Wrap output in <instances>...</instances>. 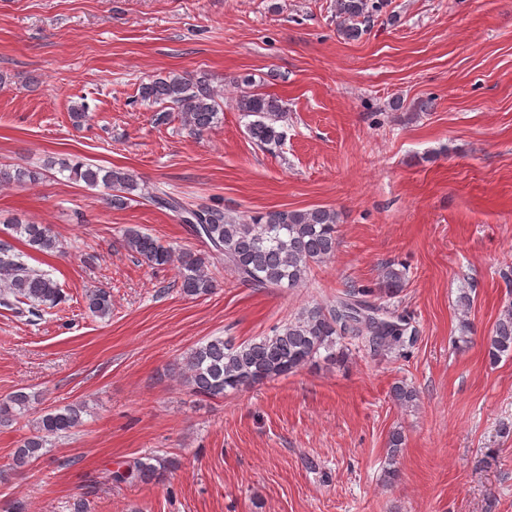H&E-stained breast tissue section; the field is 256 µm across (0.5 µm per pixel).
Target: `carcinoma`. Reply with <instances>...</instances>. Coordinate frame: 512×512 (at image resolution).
<instances>
[{
	"instance_id": "carcinoma-1",
	"label": "carcinoma",
	"mask_w": 512,
	"mask_h": 512,
	"mask_svg": "<svg viewBox=\"0 0 512 512\" xmlns=\"http://www.w3.org/2000/svg\"><path fill=\"white\" fill-rule=\"evenodd\" d=\"M386 6V0H336V26L348 39H358L368 31ZM244 88L236 98V107L253 117L247 132L257 145L272 150L281 146L286 134L281 122L286 109L278 98L251 89V79L241 80ZM140 98L148 103L166 104L180 112L182 125L201 134L218 123L223 111V93L205 75L190 76L170 72L155 77L139 88ZM58 167L69 180L91 188L109 191L108 203L122 209L134 198H141L178 216L188 231L201 239L204 250H186L176 255L155 238L137 229L124 233V246L139 255L151 267L179 264L181 290L191 297L208 295L217 280L209 270L211 263L224 261V267L237 279L253 288H298L308 279L313 266L328 261L338 245V213L330 208L308 210H272L247 216H232L224 208L204 205L189 209L170 193L140 186L135 176L121 168H104L80 160L47 162ZM43 172L31 166L0 167V185L34 184ZM12 237L32 251L52 255L63 251L62 241L46 224L19 219L10 224ZM26 254L7 241L0 240V303L29 306L35 315L40 307L55 308L66 303V295L50 273L31 267ZM406 287V273L387 263L374 288H348L336 300L313 304L297 316L276 327L272 334L242 343L216 336L193 348L185 357L181 373L184 383L197 395L222 398L266 381L324 363L342 366L350 353L347 340H360L375 355L402 352L413 336L406 315L390 308ZM89 312L100 319L112 316V293L104 288L86 295ZM487 351L491 363L512 356V303L500 314L490 336ZM391 396L402 406L416 401L418 392L400 381ZM36 396L19 391L0 402V423L22 414ZM83 403L71 404L41 415L33 430L12 457L13 471L25 469L40 456L54 437L69 434L82 423ZM404 445L398 431L388 440V479L396 476L395 464ZM173 462L159 457L136 458L120 471L106 475L116 482L137 481L150 484L160 480Z\"/></svg>"
}]
</instances>
